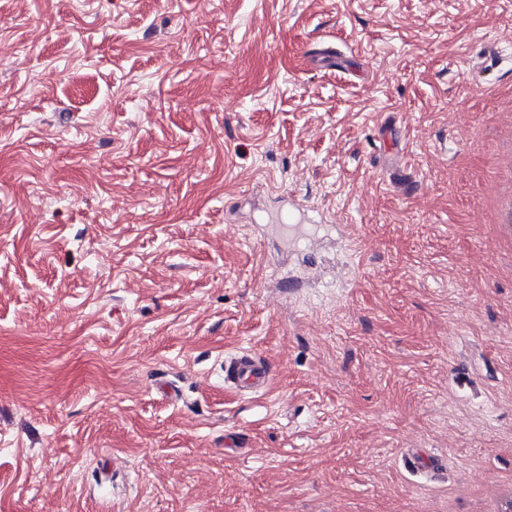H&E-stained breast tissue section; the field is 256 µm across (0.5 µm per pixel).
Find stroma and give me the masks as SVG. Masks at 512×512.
I'll return each instance as SVG.
<instances>
[{"label": "stroma", "mask_w": 512, "mask_h": 512, "mask_svg": "<svg viewBox=\"0 0 512 512\" xmlns=\"http://www.w3.org/2000/svg\"><path fill=\"white\" fill-rule=\"evenodd\" d=\"M511 130L512 0H0V512H475ZM282 193L336 235L261 236ZM272 372L268 363L249 349L224 357V386L240 395L254 396L266 391Z\"/></svg>", "instance_id": "35a3bbf8"}]
</instances>
